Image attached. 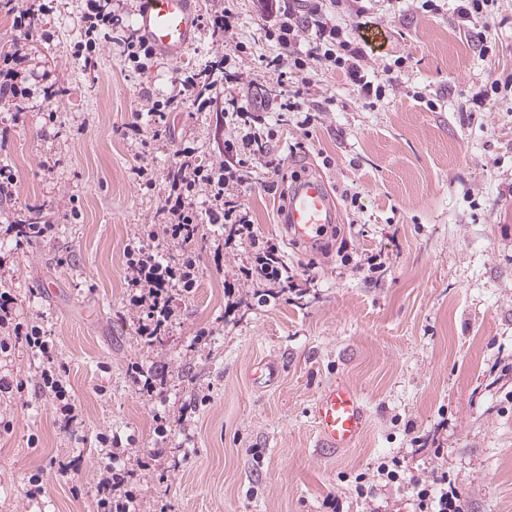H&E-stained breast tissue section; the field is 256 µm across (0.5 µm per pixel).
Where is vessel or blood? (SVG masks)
Instances as JSON below:
<instances>
[{
	"mask_svg": "<svg viewBox=\"0 0 512 512\" xmlns=\"http://www.w3.org/2000/svg\"><path fill=\"white\" fill-rule=\"evenodd\" d=\"M140 35L162 56L178 59L200 30L194 0H139ZM336 221V203L324 177L300 178L288 193L282 222L298 242L311 245L322 239V230ZM314 419L320 448L353 446L362 437L367 417L358 393L346 383L323 390Z\"/></svg>",
	"mask_w": 512,
	"mask_h": 512,
	"instance_id": "obj_1",
	"label": "vessel or blood"
}]
</instances>
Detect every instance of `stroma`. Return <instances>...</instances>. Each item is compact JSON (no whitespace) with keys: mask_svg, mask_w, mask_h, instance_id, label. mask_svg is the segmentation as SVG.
<instances>
[{"mask_svg":"<svg viewBox=\"0 0 512 512\" xmlns=\"http://www.w3.org/2000/svg\"><path fill=\"white\" fill-rule=\"evenodd\" d=\"M110 2L122 24L87 66L70 55L83 36L82 0H53L27 34L0 0V54L25 50L27 68L53 88L47 99L0 97V164L17 176L0 215L56 228L21 247L0 233V290L19 319L51 337L81 415L63 426L25 343L0 355V376L22 385L0 394V417L11 423L0 431V512H95L103 434L158 453L128 483L141 512H410L412 478L444 470L469 512H512V94L469 102L487 75L512 73V0L500 2L485 56L458 24L456 0L437 14L397 0L340 15L347 39H375L372 66L402 57L406 67L372 108L340 71H319L309 100L319 114L307 130L300 114L279 110L305 76L280 84L267 72L280 49L265 36L263 0H195L193 45L139 72L121 45L137 28L138 0ZM226 8L231 28L221 34L211 22ZM239 42L251 54L229 65L237 79L220 82L210 108L171 113L150 145L127 137L131 112L179 95L180 70L220 66ZM256 85L264 123L277 132L271 158L288 177L327 179L336 231L316 249L297 243L281 217L288 182L272 194L252 185L241 201L257 234L278 246L294 288L259 304L255 286L238 281L249 248L215 261L214 228L201 224L198 286L175 295L176 321L143 341L126 302L125 247L160 222L180 147L202 164L223 162L225 139L238 134L225 104ZM139 165L153 169L154 191L139 189ZM202 329L210 338L199 344ZM264 362L278 375L258 386L252 374ZM134 363L163 369L162 388L141 392L128 373ZM338 382L357 391L368 424L355 447L326 452L313 409ZM158 413L170 421L164 437ZM393 458L404 470L396 483L377 473ZM36 472L44 491L30 498ZM361 474L373 486L366 497L355 491Z\"/></svg>","mask_w":512,"mask_h":512,"instance_id":"1","label":"stroma"}]
</instances>
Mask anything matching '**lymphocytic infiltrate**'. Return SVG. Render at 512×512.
Masks as SVG:
<instances>
[{"label": "lymphocytic infiltrate", "mask_w": 512, "mask_h": 512, "mask_svg": "<svg viewBox=\"0 0 512 512\" xmlns=\"http://www.w3.org/2000/svg\"><path fill=\"white\" fill-rule=\"evenodd\" d=\"M344 0H317L309 20L294 14H278L270 19L265 33L280 47L279 54L267 61L266 67L286 78L289 71H314L322 67L341 69L363 103L384 98L388 87L398 80L397 70L402 60L376 72L369 65L366 50L344 39L343 30L336 22V14ZM84 41L74 46L73 58L82 59L84 53L95 52L100 41L108 39L112 28L119 26L117 15L107 12L102 0H86L82 15ZM313 25L314 36L307 49L298 46V32L305 25ZM28 60L23 51L0 56V96L31 99L35 94L32 83L24 73ZM231 120L243 129L241 139L224 142L225 162L221 166H207L197 162L195 152L186 147L177 150V162L167 173L169 194L160 209L161 221L149 225L147 237L156 243L145 248L140 237H132L125 248L128 269L127 298L138 314L137 333L150 339L159 335L171 323L175 310L173 289L191 294L197 286L195 271L199 255L194 247L198 226L207 222L217 228L215 255L224 249L245 245L251 250L252 260L240 270L243 282L262 284L269 288H289L287 265L269 242L260 241L252 215L240 201L243 190L254 183L250 160L267 156L276 132L273 128L255 131L259 117L251 103L231 99ZM206 196V211H199L196 199ZM176 244L178 258L169 257L164 248ZM13 298L9 292H0V352L18 341L39 353L45 365L40 374L42 389L50 391L66 425L76 424L77 408L67 389L66 366L56 364L55 347L44 335L38 323L22 321L13 312ZM108 445L107 459L99 466L96 485L97 512H137L136 495L126 489L125 483L135 469L117 470L120 439L101 436ZM414 512H468L467 500L451 480L448 472L434 474L431 481L414 483Z\"/></svg>", "instance_id": "1"}]
</instances>
